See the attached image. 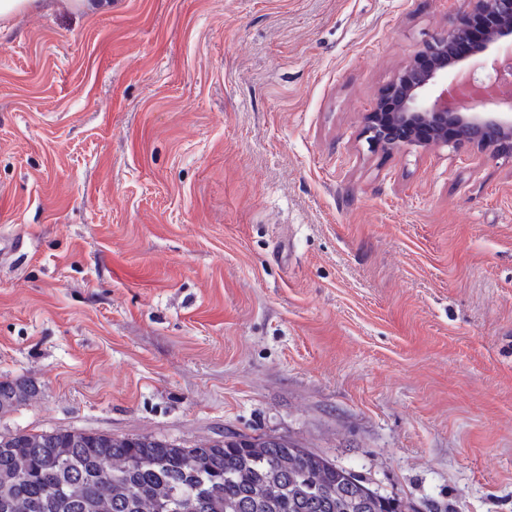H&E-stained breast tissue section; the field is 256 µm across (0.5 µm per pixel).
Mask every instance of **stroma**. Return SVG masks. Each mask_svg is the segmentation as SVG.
<instances>
[{
	"label": "stroma",
	"mask_w": 512,
	"mask_h": 512,
	"mask_svg": "<svg viewBox=\"0 0 512 512\" xmlns=\"http://www.w3.org/2000/svg\"><path fill=\"white\" fill-rule=\"evenodd\" d=\"M464 0H113L0 31V433L285 437L512 512V154L370 147Z\"/></svg>",
	"instance_id": "stroma-1"
}]
</instances>
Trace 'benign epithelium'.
Masks as SVG:
<instances>
[{
	"instance_id": "1",
	"label": "benign epithelium",
	"mask_w": 512,
	"mask_h": 512,
	"mask_svg": "<svg viewBox=\"0 0 512 512\" xmlns=\"http://www.w3.org/2000/svg\"><path fill=\"white\" fill-rule=\"evenodd\" d=\"M494 23L485 41H468L471 21ZM420 61L405 65L365 116L370 144L389 150L431 142L469 145L491 155L512 152V0H468L465 13L428 39Z\"/></svg>"
}]
</instances>
